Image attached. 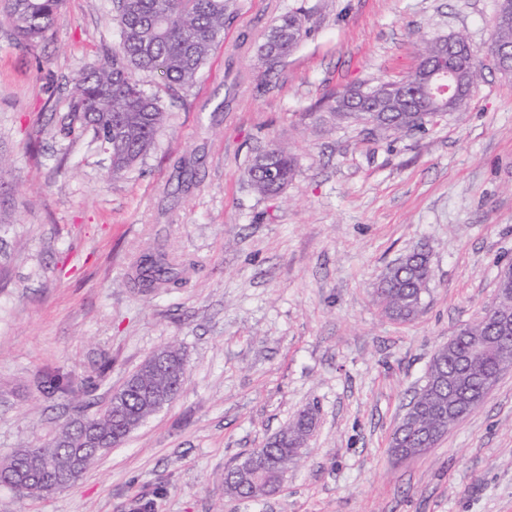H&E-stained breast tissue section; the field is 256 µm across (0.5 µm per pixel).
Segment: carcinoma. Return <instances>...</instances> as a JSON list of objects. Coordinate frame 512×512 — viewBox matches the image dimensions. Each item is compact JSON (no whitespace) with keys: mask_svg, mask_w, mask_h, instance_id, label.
<instances>
[{"mask_svg":"<svg viewBox=\"0 0 512 512\" xmlns=\"http://www.w3.org/2000/svg\"><path fill=\"white\" fill-rule=\"evenodd\" d=\"M5 18L13 28L16 41L33 46L45 37L59 20L63 0H6ZM120 30L119 41L112 48L111 59L100 67L82 73L75 82L73 112L81 125L100 136L112 155V175L129 170L155 144L166 122L162 99L143 88L139 74L161 73L164 90L170 96L191 86L224 35V23L230 0H114ZM306 15L301 9L281 15L265 32L259 50L266 71L273 70L307 33ZM512 45V25L496 20L489 50ZM377 101L378 111L365 112L353 99L359 88L336 92L330 114L336 122L368 125L380 133L399 134L422 128L433 121L428 112H391L386 82L368 86ZM272 152L260 151L251 160L245 178L247 185L261 196L281 193L292 181L297 167L293 153L280 144L270 143ZM184 269L178 264L150 252L142 254L135 264L134 285L143 293L168 288L181 280ZM431 276L428 254L420 249L404 256L382 275L375 294L391 319L408 322L423 307V297ZM512 317V264L500 269L494 300L484 308L477 323L459 330V337L448 340L433 357L428 373L433 381L424 385L409 403L408 410L395 430L391 448H417L427 433L444 435L448 431V379L468 372L470 394L486 396L497 382L506 364L512 363V343L504 346L498 337L504 335L497 325L498 317ZM487 336L482 357L469 363L468 337ZM160 357L181 368L186 379L183 354L174 346L159 349L148 356L111 396L104 409L78 423L61 427L52 444L43 448L22 447L11 460L0 465V480L9 488L11 479L37 474L41 482L16 492L40 495L65 486L64 473L77 469L82 476L104 448H91L81 461L73 460L70 444L78 430L87 427L98 431L102 441L112 445V430L125 431L131 419H146L156 412L142 395L131 388L161 396L171 392L172 376L168 369L152 360ZM314 415L298 413L258 452L268 463L267 481L282 482L295 464L300 450L314 431ZM224 494L232 497L260 498L263 490L253 482L246 461L241 468L224 470Z\"/></svg>","mask_w":512,"mask_h":512,"instance_id":"carcinoma-1","label":"carcinoma"}]
</instances>
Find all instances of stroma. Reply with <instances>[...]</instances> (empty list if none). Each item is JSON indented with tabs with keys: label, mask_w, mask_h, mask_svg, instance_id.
<instances>
[{
	"label": "stroma",
	"mask_w": 512,
	"mask_h": 512,
	"mask_svg": "<svg viewBox=\"0 0 512 512\" xmlns=\"http://www.w3.org/2000/svg\"><path fill=\"white\" fill-rule=\"evenodd\" d=\"M496 4L235 0L195 84L164 98L155 145L118 177L71 112L76 78L119 40L112 0H65L33 48L0 19V463L99 412L155 350L176 346L187 367L177 398L80 480L35 498L0 485V512H512V370L428 453L390 448L433 356L512 261ZM297 7L308 32L266 72L261 36ZM458 33L483 74L466 110L397 138L330 119L337 89L406 77L421 39ZM273 140L298 166L265 198L244 172ZM420 247L423 309L389 319L373 286ZM149 251L184 264L182 281L134 288ZM307 408L315 428L280 490L225 496V468Z\"/></svg>",
	"instance_id": "35a3bbf8"
}]
</instances>
